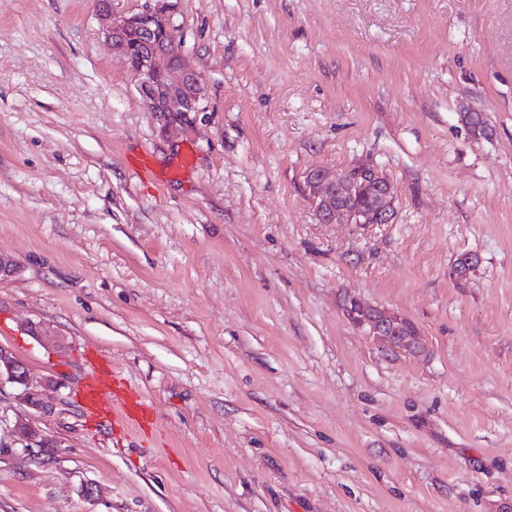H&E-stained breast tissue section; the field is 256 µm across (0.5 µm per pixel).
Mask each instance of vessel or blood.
<instances>
[{
    "mask_svg": "<svg viewBox=\"0 0 512 512\" xmlns=\"http://www.w3.org/2000/svg\"><path fill=\"white\" fill-rule=\"evenodd\" d=\"M84 406L94 414L130 426L148 422L150 410L118 372L109 366L91 363L90 374L79 390Z\"/></svg>",
    "mask_w": 512,
    "mask_h": 512,
    "instance_id": "b4317fda",
    "label": "vessel or blood"
}]
</instances>
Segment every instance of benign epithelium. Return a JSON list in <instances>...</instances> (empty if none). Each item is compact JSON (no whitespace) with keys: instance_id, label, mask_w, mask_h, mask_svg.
<instances>
[{"instance_id":"7a95c632","label":"benign epithelium","mask_w":512,"mask_h":512,"mask_svg":"<svg viewBox=\"0 0 512 512\" xmlns=\"http://www.w3.org/2000/svg\"><path fill=\"white\" fill-rule=\"evenodd\" d=\"M166 0L156 6L116 20L112 18L111 0H97L102 31L132 74L142 103L149 112L188 113L202 111L206 85L201 75L186 67L181 45L170 24ZM307 185L323 222L338 219L348 224H387L393 215L394 186L379 169L364 167L352 174L313 170ZM372 196L371 205L361 212L352 202ZM349 321L371 338L377 350L389 355H422L427 346L416 326L406 316L384 308L367 305L356 298L346 300ZM21 388L20 400L29 407L48 410L46 394L56 386L47 378L40 385L29 380L27 367L14 353L0 346V381ZM14 436L29 448H56L57 442L46 438L31 423L19 422Z\"/></svg>"}]
</instances>
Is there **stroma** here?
Instances as JSON below:
<instances>
[{
    "label": "stroma",
    "instance_id": "obj_1",
    "mask_svg": "<svg viewBox=\"0 0 512 512\" xmlns=\"http://www.w3.org/2000/svg\"><path fill=\"white\" fill-rule=\"evenodd\" d=\"M167 6L198 113L146 111L96 0H0V346L57 383L0 384V512H512V0ZM358 165L392 220L322 223L307 173ZM96 355L154 424L85 412ZM344 308L349 321L371 338L381 354L422 355L427 351L422 336L406 316L356 298L347 299ZM13 434L29 448H58L57 442L46 438L39 428L29 422L15 424Z\"/></svg>",
    "mask_w": 512,
    "mask_h": 512
}]
</instances>
